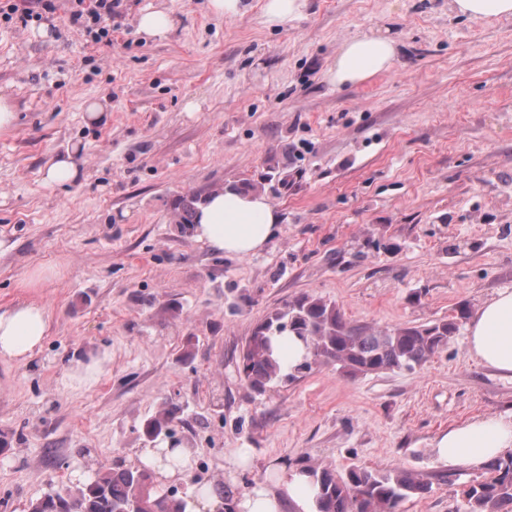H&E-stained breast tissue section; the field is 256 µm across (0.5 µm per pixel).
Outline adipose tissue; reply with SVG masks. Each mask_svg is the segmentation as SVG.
<instances>
[{
	"label": "adipose tissue",
	"instance_id": "1",
	"mask_svg": "<svg viewBox=\"0 0 512 512\" xmlns=\"http://www.w3.org/2000/svg\"><path fill=\"white\" fill-rule=\"evenodd\" d=\"M395 42L384 35L365 34L343 43L329 70L336 84H354L393 68ZM281 222L269 198L256 190L229 183L213 190L199 205L193 232L213 251L245 257L260 251ZM46 308L37 301L0 307V360L25 362L38 354L48 334ZM471 356L512 379V289L497 292L476 309L469 322ZM437 463L451 470H477L512 454V413L477 417L449 427L432 443ZM141 464L162 478H190L189 459L181 448L160 451L147 447ZM236 512H315L308 478L298 471L279 475L273 488L256 487L234 503Z\"/></svg>",
	"mask_w": 512,
	"mask_h": 512
}]
</instances>
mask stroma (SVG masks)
I'll use <instances>...</instances> for the list:
<instances>
[{
    "instance_id": "stroma-1",
    "label": "stroma",
    "mask_w": 512,
    "mask_h": 512,
    "mask_svg": "<svg viewBox=\"0 0 512 512\" xmlns=\"http://www.w3.org/2000/svg\"><path fill=\"white\" fill-rule=\"evenodd\" d=\"M208 0H123L111 43L0 20V306L36 300L49 332L28 362H0V512L49 486L131 466L141 426L181 408L194 494L224 501L303 465L432 476L400 512H466L480 471H447L431 443L512 409V380L472 358L468 316L512 289V16L471 19L450 0H304L267 23ZM174 28L137 30L142 10ZM380 32L396 67L336 85L341 44ZM107 100L101 123L87 106ZM81 150L75 184L47 162ZM235 182L283 221L261 252L214 253L177 224L184 199ZM45 272L39 287L23 282ZM385 328L452 318L447 346L413 372L351 378L317 364L259 394L238 367L257 325L299 296ZM108 354L77 384L71 360Z\"/></svg>"
}]
</instances>
